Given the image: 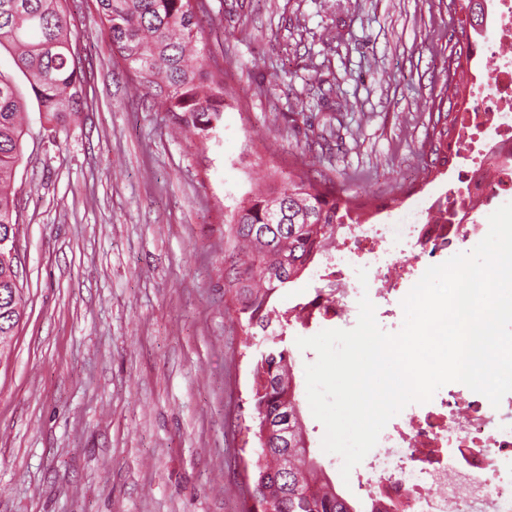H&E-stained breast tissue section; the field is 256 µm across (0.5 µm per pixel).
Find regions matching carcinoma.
<instances>
[{"label":"carcinoma","instance_id":"1","mask_svg":"<svg viewBox=\"0 0 512 512\" xmlns=\"http://www.w3.org/2000/svg\"><path fill=\"white\" fill-rule=\"evenodd\" d=\"M66 0H0V49L14 55L47 123L64 129L83 112L84 79L73 49L75 33ZM103 30L136 84L154 105L179 116L201 143L224 116V74L210 69L195 44L205 38L199 18L204 0H95ZM485 0H450L451 16L467 39L448 57L444 93L448 110L438 112L430 141L429 175L449 161L448 147L464 127L454 109L463 95L464 61L476 47L472 36L487 31ZM26 103L12 76L0 72V254L16 248V168L23 157L21 114ZM365 204L340 195L306 173L290 174L266 192L243 199L224 225V297L243 331L244 347L261 339L265 349L249 359L248 404L260 454L243 512H380L369 497L342 496L320 466L307 457L305 430L295 397L288 326L303 318L305 305L284 307L278 292L309 269L336 243V226L358 224ZM20 261L0 259V336L12 337L26 301Z\"/></svg>","mask_w":512,"mask_h":512}]
</instances>
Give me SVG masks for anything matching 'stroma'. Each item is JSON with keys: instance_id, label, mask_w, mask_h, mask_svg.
<instances>
[{"instance_id": "35a3bbf8", "label": "stroma", "mask_w": 512, "mask_h": 512, "mask_svg": "<svg viewBox=\"0 0 512 512\" xmlns=\"http://www.w3.org/2000/svg\"><path fill=\"white\" fill-rule=\"evenodd\" d=\"M449 0H206L224 72L207 144L133 90L95 0H67L88 106L52 129L27 102L14 189L24 315L0 349V512H241L258 458L242 328L224 301V223L270 172L306 171L375 206H411L448 56ZM337 136L322 139L331 112ZM311 451L343 459L306 403Z\"/></svg>"}]
</instances>
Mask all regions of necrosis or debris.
Returning a JSON list of instances; mask_svg holds the SVG:
<instances>
[{
	"mask_svg": "<svg viewBox=\"0 0 512 512\" xmlns=\"http://www.w3.org/2000/svg\"><path fill=\"white\" fill-rule=\"evenodd\" d=\"M487 64L486 96L468 110L457 142L467 154L457 190L382 224L341 225L317 270L321 285L303 329L354 326L361 297L391 303L442 250L473 249L489 231L486 215L512 202V58L495 55ZM356 481L378 490L384 512H512V404L493 407L465 386L410 403L385 426Z\"/></svg>",
	"mask_w": 512,
	"mask_h": 512,
	"instance_id": "4bbe7bcc",
	"label": "necrosis or debris"
}]
</instances>
